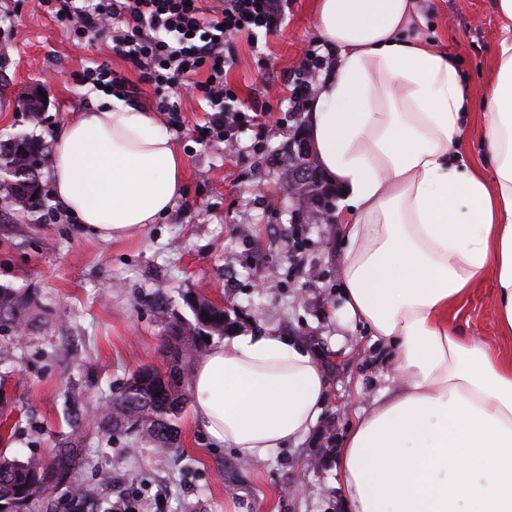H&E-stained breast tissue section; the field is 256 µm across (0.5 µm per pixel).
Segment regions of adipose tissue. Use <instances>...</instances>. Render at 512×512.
Returning a JSON list of instances; mask_svg holds the SVG:
<instances>
[{"mask_svg": "<svg viewBox=\"0 0 512 512\" xmlns=\"http://www.w3.org/2000/svg\"><path fill=\"white\" fill-rule=\"evenodd\" d=\"M338 63L309 102L307 135L344 191L341 293L351 321L392 351L400 380L355 415L339 449L345 512H512V356L460 336L448 317L493 276L512 335V41L484 99L485 163L455 152L468 95L448 56L405 31L413 0H314ZM182 156L120 99L58 132L50 180L95 237L129 238L164 218ZM309 348L240 332L195 362L193 419L210 442L261 461L307 438L327 401Z\"/></svg>", "mask_w": 512, "mask_h": 512, "instance_id": "ef3b65f1", "label": "adipose tissue"}]
</instances>
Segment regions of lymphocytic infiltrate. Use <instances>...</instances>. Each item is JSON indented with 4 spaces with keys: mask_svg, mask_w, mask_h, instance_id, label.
Here are the masks:
<instances>
[{
    "mask_svg": "<svg viewBox=\"0 0 512 512\" xmlns=\"http://www.w3.org/2000/svg\"><path fill=\"white\" fill-rule=\"evenodd\" d=\"M65 16L76 40L108 31L112 49L160 94L157 109L182 128L180 94L195 93L208 118L200 140L234 144L258 115L239 105L224 81L234 64L225 50L235 34L258 37L281 24L284 0H41Z\"/></svg>",
    "mask_w": 512,
    "mask_h": 512,
    "instance_id": "f902f5d3",
    "label": "lymphocytic infiltrate"
}]
</instances>
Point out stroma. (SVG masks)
Returning <instances> with one entry per match:
<instances>
[{"label": "stroma", "instance_id": "35a3bbf8", "mask_svg": "<svg viewBox=\"0 0 512 512\" xmlns=\"http://www.w3.org/2000/svg\"><path fill=\"white\" fill-rule=\"evenodd\" d=\"M419 19L407 39H423L448 55L467 87L472 108L459 152L483 158V108L506 33L496 0H416ZM313 0H288L277 31L251 46L229 38L236 59L225 75L244 104L267 114L264 129L239 131L236 150L200 141L203 114L183 93L185 118L169 135L185 164L183 191L170 213L125 241L86 234L54 195L35 218L12 214L0 192V284L36 301L35 326L25 336L0 333L10 364L0 367V454L46 459L79 438L77 464L67 482H50L62 505L67 487L86 490L82 512H113L128 500L138 512H343L336 489L340 439L357 410L396 386L390 355L342 309L341 227L297 224L277 156L307 124L290 109L287 79L305 52L318 48ZM105 63L126 77L132 103L157 115L158 96L139 71L112 50L108 34L83 42L72 25L44 13L40 0H0V140L26 137L51 156L57 127L104 102L84 82L86 69ZM43 83L48 103L40 124L22 104L24 91ZM203 293L237 312L245 331H279L306 344L329 383L327 405L304 442L260 462L239 460L211 444L195 425L191 406L177 420L178 439L167 451L135 448L124 431L92 428L74 434L81 411L103 413L113 390L137 369H167L168 324L189 316L183 296ZM163 309L151 307L154 296ZM466 336L512 355L501 336L492 278L464 300L454 321ZM82 391L81 407L65 401Z\"/></svg>", "mask_w": 512, "mask_h": 512}]
</instances>
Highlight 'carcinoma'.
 I'll return each instance as SVG.
<instances>
[{
	"label": "carcinoma",
	"instance_id": "cac0c4a2",
	"mask_svg": "<svg viewBox=\"0 0 512 512\" xmlns=\"http://www.w3.org/2000/svg\"><path fill=\"white\" fill-rule=\"evenodd\" d=\"M42 160L38 146L28 140L0 143V170L7 172L8 199L16 211L29 217L42 206ZM306 193L311 200H324L325 210L333 211L334 194L325 181L308 183ZM184 302L191 318L177 317L169 323V369H139L117 387L109 412L100 419L103 428L130 430L146 445L174 447L176 420L186 402L184 380L191 355L201 348L203 336H222L237 324L224 307L200 293L187 292ZM32 315V301L21 289L0 285V323L8 322L13 330L29 324ZM71 465L65 450L50 461L0 456V512H28L43 497L49 475L61 482L67 478Z\"/></svg>",
	"mask_w": 512,
	"mask_h": 512
}]
</instances>
